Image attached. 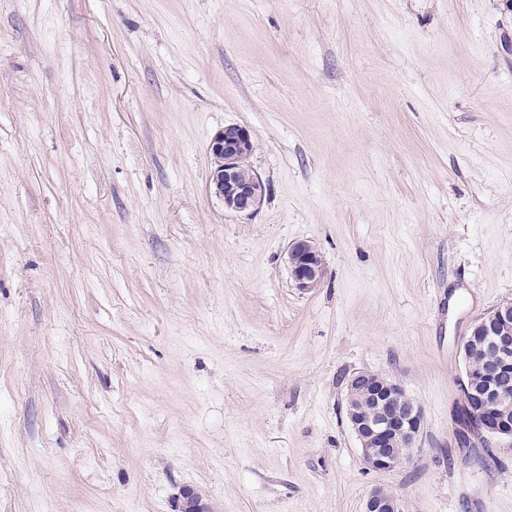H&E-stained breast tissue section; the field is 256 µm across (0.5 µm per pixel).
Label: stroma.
I'll return each instance as SVG.
<instances>
[{
  "instance_id": "35a3bbf8",
  "label": "stroma",
  "mask_w": 512,
  "mask_h": 512,
  "mask_svg": "<svg viewBox=\"0 0 512 512\" xmlns=\"http://www.w3.org/2000/svg\"><path fill=\"white\" fill-rule=\"evenodd\" d=\"M510 301L512 0H0V512H512V437L458 422ZM359 371L423 411L403 468ZM252 150L251 131L231 124L212 138L209 151L214 158L209 186L224 201V209L238 214L255 213L263 200L264 185L258 174L244 164ZM288 272L294 286L300 291L316 288L324 278V266L315 246L297 242L288 249ZM369 372L354 373L347 383V418L360 443L365 468L394 470L405 465L408 451L415 448L423 426L422 409L408 396L397 379L375 373L374 382L381 390L376 406L366 405L360 394ZM398 448H408L401 453ZM404 504L399 495L385 488H375L364 503L363 512H404Z\"/></svg>"
}]
</instances>
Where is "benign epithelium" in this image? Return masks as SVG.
I'll list each match as a JSON object with an SVG mask.
<instances>
[{
	"mask_svg": "<svg viewBox=\"0 0 512 512\" xmlns=\"http://www.w3.org/2000/svg\"><path fill=\"white\" fill-rule=\"evenodd\" d=\"M252 150L251 131L231 124L212 138L209 151L214 158L209 186L224 201V209L238 214L255 213L263 200L264 185L258 174L245 165ZM288 272L300 291L317 287L324 278V266L315 246L297 242L288 249ZM496 322L479 318L465 342L484 338L495 350L496 363L489 368L467 367L463 387L474 403H465L469 421L493 435L512 436V418L506 408L512 402V387L497 381L512 365V302L495 309ZM369 379L366 372L353 374L347 383V418L360 443L365 468L374 471L394 470L409 459L402 449L415 447L423 426L422 409L408 396L397 379L375 374L374 382L381 393L376 406L366 405L360 394ZM180 512H206L201 497L191 489L181 493ZM363 512H404L399 495L385 488H375L364 503Z\"/></svg>",
	"mask_w": 512,
	"mask_h": 512,
	"instance_id": "benign-epithelium-1",
	"label": "benign epithelium"
}]
</instances>
